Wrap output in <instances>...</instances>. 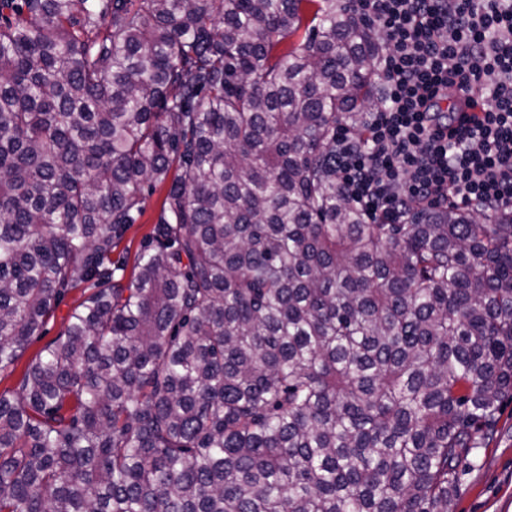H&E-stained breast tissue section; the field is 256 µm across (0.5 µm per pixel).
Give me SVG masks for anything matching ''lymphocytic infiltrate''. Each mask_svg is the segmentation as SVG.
Segmentation results:
<instances>
[{"mask_svg":"<svg viewBox=\"0 0 512 512\" xmlns=\"http://www.w3.org/2000/svg\"><path fill=\"white\" fill-rule=\"evenodd\" d=\"M386 44L383 100L339 127L331 165L375 224L448 205L512 210V0H347ZM473 84L468 112L451 89Z\"/></svg>","mask_w":512,"mask_h":512,"instance_id":"lymphocytic-infiltrate-1","label":"lymphocytic infiltrate"}]
</instances>
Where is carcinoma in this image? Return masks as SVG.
<instances>
[{
  "instance_id": "1",
  "label": "carcinoma",
  "mask_w": 512,
  "mask_h": 512,
  "mask_svg": "<svg viewBox=\"0 0 512 512\" xmlns=\"http://www.w3.org/2000/svg\"><path fill=\"white\" fill-rule=\"evenodd\" d=\"M384 50L343 0H0V372L92 289L0 394V512H454L512 212L346 202ZM165 194L164 188L157 189L150 194L146 193V203L143 215L125 233L119 246L112 253V260L124 261L126 264V280L133 273L136 254L140 251L145 240L151 233L160 213L161 203ZM90 293L91 291H84L83 288H76L69 290L65 294L56 307L53 316L46 324L44 335L32 339L11 371L0 374V394L4 393L10 395L18 390L29 362L44 346L62 334L67 325L69 314L75 307L83 302Z\"/></svg>"
}]
</instances>
